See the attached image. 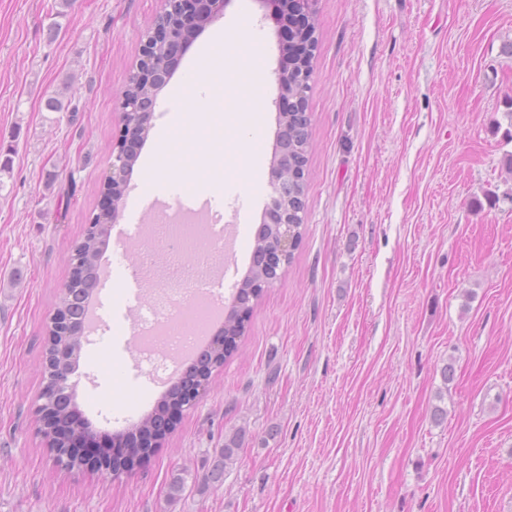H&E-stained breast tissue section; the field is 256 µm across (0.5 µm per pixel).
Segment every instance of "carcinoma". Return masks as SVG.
Masks as SVG:
<instances>
[{
    "instance_id": "carcinoma-1",
    "label": "carcinoma",
    "mask_w": 512,
    "mask_h": 512,
    "mask_svg": "<svg viewBox=\"0 0 512 512\" xmlns=\"http://www.w3.org/2000/svg\"><path fill=\"white\" fill-rule=\"evenodd\" d=\"M309 125L310 117L307 115L302 118L288 117V130L295 138L294 151L303 159L307 156ZM304 189L303 184L288 182V208L294 212V219L297 218V213L303 210ZM110 231L111 223L96 215L91 218L82 238L75 243L73 254L84 268L85 276L66 284L59 296L58 308L67 320L68 334L61 335L57 330H48L46 357L50 363V370L44 377L40 399L49 410L52 422L40 428V432L52 448L64 447L77 434L92 433L91 424L79 409L73 395L56 390V385L68 378L80 359L84 340L79 331L84 321L85 305L95 288V267L108 247ZM279 235L278 225L263 224L255 236L248 270L236 285L233 301L224 312V353L206 349L201 357L183 372L180 383L167 390L152 412L133 427L113 434L112 438L118 440L124 448V454L99 461L102 474L118 477L130 468L134 458L153 454L156 448L146 444L143 436L152 435L161 441L165 440L168 413L172 411L177 415L182 414L188 401V394L198 391V388L210 380L213 372L221 368L237 349V342L242 335L241 312L244 309H251V301L262 295L256 284L281 275L283 269L292 262L293 256L283 259L278 254ZM238 450L237 438L233 437L224 442V447L219 449L204 481L208 484L223 483L224 468L234 461Z\"/></svg>"
}]
</instances>
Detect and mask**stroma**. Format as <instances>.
Instances as JSON below:
<instances>
[{"label":"stroma","mask_w":512,"mask_h":512,"mask_svg":"<svg viewBox=\"0 0 512 512\" xmlns=\"http://www.w3.org/2000/svg\"><path fill=\"white\" fill-rule=\"evenodd\" d=\"M163 8L0 0V512H512V0H316L292 263L159 452L110 481L55 465L35 414L46 329L99 211L118 97ZM262 14L231 0L184 48L152 119L172 120L201 46L248 25L263 176L212 195L244 215L241 274L278 128L281 46ZM52 96L66 111L46 109ZM103 302L75 394L110 434L151 412L167 372L131 356L123 289ZM234 435L223 485L205 483Z\"/></svg>","instance_id":"obj_1"}]
</instances>
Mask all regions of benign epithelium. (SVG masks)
Segmentation results:
<instances>
[{
    "instance_id": "benign-epithelium-1",
    "label": "benign epithelium",
    "mask_w": 512,
    "mask_h": 512,
    "mask_svg": "<svg viewBox=\"0 0 512 512\" xmlns=\"http://www.w3.org/2000/svg\"><path fill=\"white\" fill-rule=\"evenodd\" d=\"M231 0H165L161 18L155 20L146 32L141 44L140 58L136 65L137 94L121 95L122 127L112 144V203H104L100 213H112L117 218L122 200L121 186L125 185L128 171V152L125 142L132 138L143 141L147 138L151 120H142L144 113L155 111L159 90L164 86L173 70L178 66L184 45L192 41L208 24L223 14ZM263 9V20L271 23L276 31H293L296 44L306 50L313 47V37L305 36L304 21H312L315 0H258ZM165 55L166 71L157 72L158 53ZM278 86L276 107L280 118L279 152L270 169L272 197L269 212L264 216L266 224H281L279 249L286 253L294 244L288 221V203L284 181L288 173L301 175V169L288 165V112L304 110L307 90V73L288 64V55L280 58L275 70ZM94 440L92 436L75 437L65 448L55 450L56 462L66 466L76 452L84 450Z\"/></svg>"
}]
</instances>
